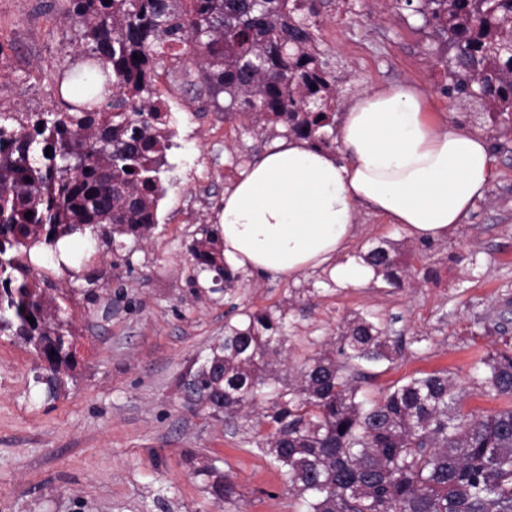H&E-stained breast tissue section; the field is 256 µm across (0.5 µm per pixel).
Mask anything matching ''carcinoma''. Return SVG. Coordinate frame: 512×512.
Here are the masks:
<instances>
[{"label":"carcinoma","mask_w":512,"mask_h":512,"mask_svg":"<svg viewBox=\"0 0 512 512\" xmlns=\"http://www.w3.org/2000/svg\"><path fill=\"white\" fill-rule=\"evenodd\" d=\"M78 26L75 58L51 77L75 100L61 110L0 112V333L30 345L49 367L35 377L53 397L75 364L64 289L47 296L22 261L77 232L145 236L166 192L160 173L171 147L170 113L152 96L166 50L199 68L233 115H260L272 129L325 148L336 133L337 79L317 46L321 2L304 0H66ZM423 24L448 35L447 94L475 99L512 125V0H404ZM138 59H133V55ZM131 171H125V168ZM31 181H26V178ZM32 215H26V212ZM198 273L233 276L213 230L192 248ZM391 286H402L399 254H362ZM497 314V346L470 385L509 405L465 413L463 390L446 371L413 376L378 399H359L369 369L412 342L370 314L347 322L336 351L319 352L297 379L277 375L287 341L283 317L246 312L178 379L196 404L234 418L258 403L269 432L259 449L298 501L299 512H512V336L509 307ZM209 493L234 503L237 485L200 469Z\"/></svg>","instance_id":"cac0c4a2"}]
</instances>
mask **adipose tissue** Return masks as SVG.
I'll return each instance as SVG.
<instances>
[{
    "label": "adipose tissue",
    "instance_id": "obj_1",
    "mask_svg": "<svg viewBox=\"0 0 512 512\" xmlns=\"http://www.w3.org/2000/svg\"><path fill=\"white\" fill-rule=\"evenodd\" d=\"M342 152L279 138L224 192L219 216L224 263L264 279L321 270L359 286L374 267L348 256L360 208L420 241L442 239L487 196L492 158L485 135L436 124L425 97L396 85L365 90L345 109Z\"/></svg>",
    "mask_w": 512,
    "mask_h": 512
}]
</instances>
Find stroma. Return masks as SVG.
Segmentation results:
<instances>
[{"label":"stroma","instance_id":"obj_1","mask_svg":"<svg viewBox=\"0 0 512 512\" xmlns=\"http://www.w3.org/2000/svg\"><path fill=\"white\" fill-rule=\"evenodd\" d=\"M318 48L333 65L340 96L389 84L429 94L437 122L462 118L490 139L494 177L465 224L438 241H417L374 213L349 251L379 242L409 269L402 287L383 280L343 288L318 271L291 280L239 275L234 300L198 276L189 246L201 226H216L224 190L274 143L260 116H231L206 93L195 65L163 68L183 87L170 103L172 148L157 222L146 237L115 236L34 271L67 292L76 365L57 397L34 383L43 363L20 339L0 335V512H224L198 476L215 465L230 474L241 512H297L284 476L256 447L254 417L224 421L186 404L177 379L242 311L284 315L290 339L279 376L333 341L344 321L374 313L411 350L379 368L361 397L433 370L466 382L494 337L485 322L512 297V138L479 102L459 105L447 36L394 0H322ZM63 0H0V112H44L60 100L50 74L67 65L75 31ZM96 300H88V293Z\"/></svg>","mask_w":512,"mask_h":512}]
</instances>
